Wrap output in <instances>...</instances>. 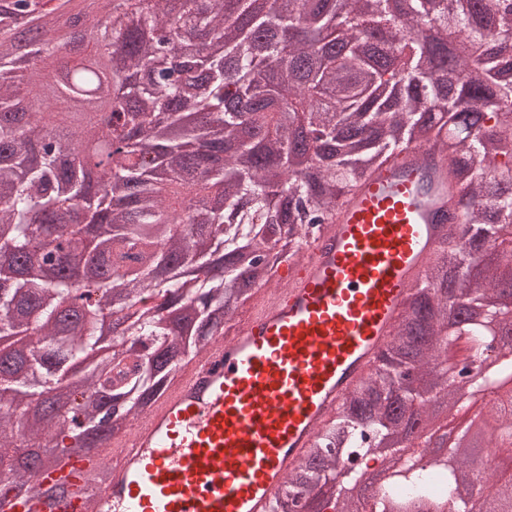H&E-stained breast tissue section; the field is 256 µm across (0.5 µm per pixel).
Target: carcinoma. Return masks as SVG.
I'll return each mask as SVG.
<instances>
[{
  "instance_id": "1",
  "label": "carcinoma",
  "mask_w": 512,
  "mask_h": 512,
  "mask_svg": "<svg viewBox=\"0 0 512 512\" xmlns=\"http://www.w3.org/2000/svg\"><path fill=\"white\" fill-rule=\"evenodd\" d=\"M72 0H10L0 10V336H23L32 345L30 372L0 377V505L11 486L36 485L44 473L10 464L20 445L58 438L69 429L76 443L106 451L134 420L178 381L182 357L204 355L231 320L232 296L268 286L270 243L280 227L294 226L288 259L302 257L305 227H320L340 199L367 180L374 167L416 141L448 156V180L457 199V222L448 225V250L431 265L423 285L402 306L391 342L370 377L346 396L318 435L288 485L306 495L335 475L342 462L386 446L406 432L395 409L414 391L406 374L431 371L435 356L465 343L478 356L494 338L499 314L448 330V304L471 311L479 297L474 272L491 281L512 253L489 257L488 245L512 226V149H499L512 131V80L504 61L488 50L493 32L477 18L493 0H446L427 23L435 36L415 41V53L392 74L400 92L380 99L375 82L392 70L390 47L412 35L424 13L420 0L393 15L385 0L372 12L363 0H131L126 19L101 27L112 0H90L83 37L110 65L105 81L86 72L61 84L47 99L36 92L41 64L63 58L73 40L50 38ZM30 16L19 28L16 15ZM503 41L512 39V12L494 20ZM295 32L294 56L323 49V63L296 81L282 62L274 34ZM460 45L456 60L448 46ZM466 71V101L455 97L458 71ZM93 89L112 105L105 133L108 181L91 188L74 157L95 125L73 130L71 148L49 143L44 113H65ZM323 126L311 143L305 128ZM192 198L196 205L184 208ZM83 259V277L98 303L87 316L60 327L58 302L71 292L67 255ZM124 293L133 313L110 304ZM122 326L104 347L99 320ZM87 357L80 390L58 429L26 426L22 417L36 396L58 391L62 360ZM448 410L458 387L445 381L415 395V412L433 399ZM448 449L439 466L404 465L381 490L380 512L415 499L444 500L469 484L481 494L489 482Z\"/></svg>"
}]
</instances>
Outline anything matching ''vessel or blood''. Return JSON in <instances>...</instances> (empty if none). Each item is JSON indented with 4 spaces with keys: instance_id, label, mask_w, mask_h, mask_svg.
Instances as JSON below:
<instances>
[{
    "instance_id": "obj_1",
    "label": "vessel or blood",
    "mask_w": 512,
    "mask_h": 512,
    "mask_svg": "<svg viewBox=\"0 0 512 512\" xmlns=\"http://www.w3.org/2000/svg\"><path fill=\"white\" fill-rule=\"evenodd\" d=\"M448 160L398 151L339 202L328 230L285 262L180 386L112 441V478L85 490L86 460L56 512H271L321 426L371 372L401 302L446 246Z\"/></svg>"
}]
</instances>
